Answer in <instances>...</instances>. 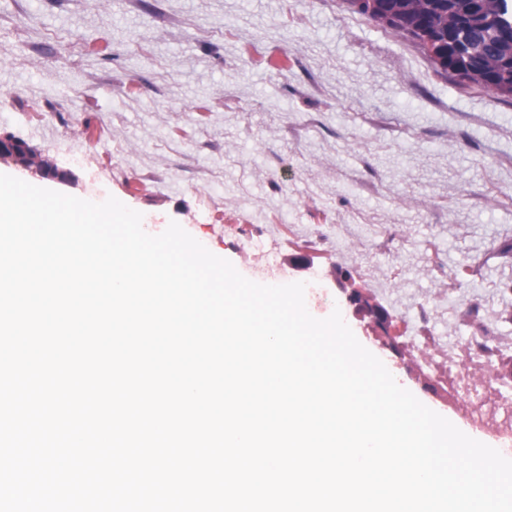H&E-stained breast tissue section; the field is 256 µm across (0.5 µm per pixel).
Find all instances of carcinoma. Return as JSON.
Instances as JSON below:
<instances>
[{
  "instance_id": "obj_1",
  "label": "carcinoma",
  "mask_w": 512,
  "mask_h": 512,
  "mask_svg": "<svg viewBox=\"0 0 512 512\" xmlns=\"http://www.w3.org/2000/svg\"><path fill=\"white\" fill-rule=\"evenodd\" d=\"M357 10L421 41L428 34L440 42L435 65L448 71V34L460 50L476 59L484 72L500 77L512 73L509 40L502 33L503 18L512 19V0H383L374 10L359 0H348Z\"/></svg>"
}]
</instances>
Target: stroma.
I'll return each mask as SVG.
<instances>
[{
  "mask_svg": "<svg viewBox=\"0 0 512 512\" xmlns=\"http://www.w3.org/2000/svg\"><path fill=\"white\" fill-rule=\"evenodd\" d=\"M0 136L152 234L178 222L257 283L304 282L404 388L448 400L491 333L512 376V97L460 83L346 0H0ZM385 308L381 347L336 283ZM374 312L370 313V324L383 333V336H379L382 346L401 356L403 345L396 341L397 336L391 332V317L386 312L382 314Z\"/></svg>",
  "mask_w": 512,
  "mask_h": 512,
  "instance_id": "stroma-1",
  "label": "stroma"
}]
</instances>
